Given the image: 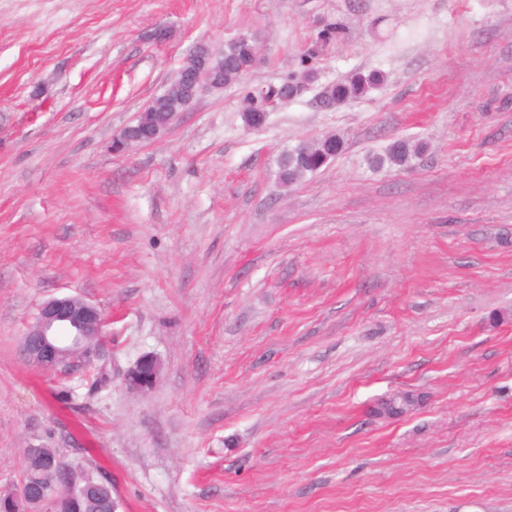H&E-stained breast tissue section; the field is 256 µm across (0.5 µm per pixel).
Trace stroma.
<instances>
[{
  "label": "stroma",
  "instance_id": "stroma-1",
  "mask_svg": "<svg viewBox=\"0 0 512 512\" xmlns=\"http://www.w3.org/2000/svg\"><path fill=\"white\" fill-rule=\"evenodd\" d=\"M329 23L317 81L246 128L245 93ZM244 33L254 70L113 150ZM328 134L342 152L282 186L278 156ZM397 140L426 149L374 165ZM64 295L106 319L101 391L23 355ZM30 448L106 473L123 512H512V0H0V487ZM197 71L190 73L183 69L178 73V76L173 83L178 84L181 88V95L179 98L174 101L166 98L162 99V92L158 94L155 100H150L148 105L138 113L137 116L140 122L141 119L145 117L146 112H158L156 113V116L159 120L165 116V113L163 112H170L168 122L165 125L156 126L149 131L146 139L149 140L147 141L148 143L156 142L163 134H165L180 116L181 112H184V110L197 98L198 95L195 96ZM383 76L378 71L368 74L356 72L340 82L331 84L323 92L322 103L325 106H333L336 103H344L361 97L372 86L378 84ZM161 373V364L153 355L138 358L127 371L125 380L131 390L144 392L151 389Z\"/></svg>",
  "mask_w": 512,
  "mask_h": 512
}]
</instances>
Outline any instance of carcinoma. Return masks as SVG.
I'll return each mask as SVG.
<instances>
[{
    "label": "carcinoma",
    "mask_w": 512,
    "mask_h": 512,
    "mask_svg": "<svg viewBox=\"0 0 512 512\" xmlns=\"http://www.w3.org/2000/svg\"><path fill=\"white\" fill-rule=\"evenodd\" d=\"M342 28L337 24H328L321 29L314 44L300 59V70L277 85L245 95V104L241 118L247 128L258 122L257 113L268 111L271 102L291 98L299 91L303 83L317 78V72L310 60L319 49L339 38ZM193 55L204 59L206 87L221 90L225 86L239 82L254 66L257 45L253 37L242 34L224 44V49L213 52L205 46L198 47ZM382 80V74L372 71L368 74L356 72L340 82L331 84L323 92L322 103L333 106L361 97L372 86ZM197 73L182 70L174 83L181 88V95L174 101L157 96L144 108L146 112L156 113L161 119L167 112H182L195 99ZM343 140L333 134L320 139L314 145L298 144L285 150L277 159L278 179L284 186L301 182L307 175L313 174L329 160L343 150ZM420 146L412 147L406 141L394 142L387 154V159L397 165L405 164L411 153L419 151ZM413 399L408 395L382 399L377 402L374 412L379 415H399L412 405ZM69 477L74 491L64 501H59L60 485L58 478L50 473L37 470L34 461L25 459L20 482L12 489L0 492V512H113L112 483L102 479L100 471L86 467L79 462L70 465Z\"/></svg>",
    "instance_id": "carcinoma-1"
}]
</instances>
